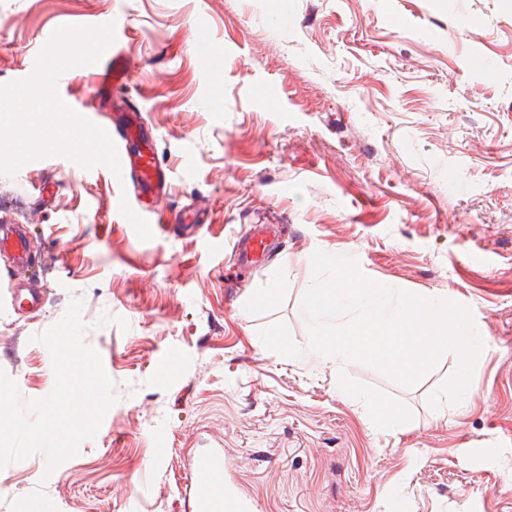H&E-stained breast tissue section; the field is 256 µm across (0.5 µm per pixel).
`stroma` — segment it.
Instances as JSON below:
<instances>
[{
    "instance_id": "35a3bbf8",
    "label": "stroma",
    "mask_w": 512,
    "mask_h": 512,
    "mask_svg": "<svg viewBox=\"0 0 512 512\" xmlns=\"http://www.w3.org/2000/svg\"><path fill=\"white\" fill-rule=\"evenodd\" d=\"M0 0V86L31 76L46 32L114 21L138 59L130 91L170 175L163 213L204 198L192 233L140 237L150 213L110 169L50 156L0 174V225H25L32 280L0 256V370L22 399L55 387L36 342L83 302L84 340L117 403L76 456L0 470V512H193V455L224 451L252 512H512V0ZM403 26H394L395 18ZM216 46L224 68L203 69ZM279 219L265 261L235 270L232 239ZM382 284L469 309L487 347L460 402L430 395L446 353L410 387L375 368L315 367L268 350L316 251ZM36 285L39 311L7 301ZM268 288L273 304L256 302ZM369 395L403 428L376 425ZM164 438L169 451L154 455Z\"/></svg>"
}]
</instances>
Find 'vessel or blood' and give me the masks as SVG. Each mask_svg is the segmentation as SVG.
I'll return each instance as SVG.
<instances>
[{"label":"vessel or blood","mask_w":512,"mask_h":512,"mask_svg":"<svg viewBox=\"0 0 512 512\" xmlns=\"http://www.w3.org/2000/svg\"><path fill=\"white\" fill-rule=\"evenodd\" d=\"M88 80V101H71V108L84 118H91L94 105L108 106L112 118L104 129L114 143L120 162L122 181L131 183L137 196L158 198L167 195L169 180L166 166L160 161L155 136L143 125L132 97L115 98V91L128 87L132 70L122 52L109 46L100 61L82 67ZM201 212L196 204L180 210L171 223L165 224L137 215V232L145 238L158 233L174 234L200 223ZM274 224L252 225L234 243L240 262L247 267L256 266L277 234ZM27 235L14 229L0 236V252L11 255L12 270H25L30 266L26 247ZM195 512H250L249 507L224 484V451L210 448L200 453L191 472Z\"/></svg>","instance_id":"1"}]
</instances>
